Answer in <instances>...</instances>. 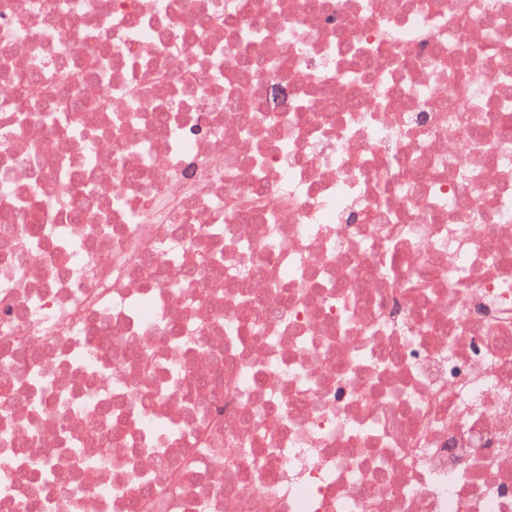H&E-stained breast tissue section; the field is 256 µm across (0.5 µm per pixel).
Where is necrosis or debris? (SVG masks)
<instances>
[{
    "instance_id": "necrosis-or-debris-1",
    "label": "necrosis or debris",
    "mask_w": 512,
    "mask_h": 512,
    "mask_svg": "<svg viewBox=\"0 0 512 512\" xmlns=\"http://www.w3.org/2000/svg\"><path fill=\"white\" fill-rule=\"evenodd\" d=\"M0 86V512H512V0H0Z\"/></svg>"
}]
</instances>
